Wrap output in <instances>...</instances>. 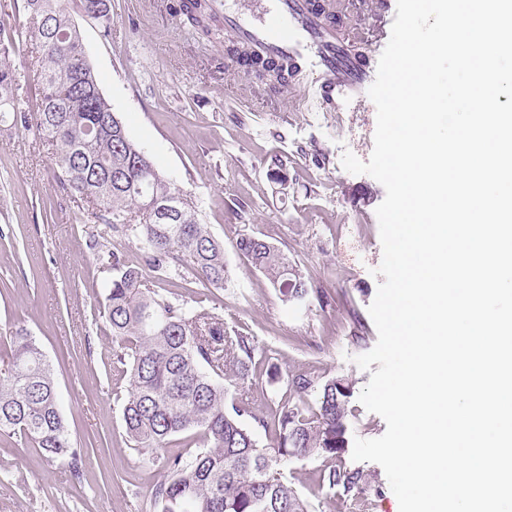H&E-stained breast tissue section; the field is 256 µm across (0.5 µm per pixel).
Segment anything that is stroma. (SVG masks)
Segmentation results:
<instances>
[{
	"instance_id": "stroma-1",
	"label": "stroma",
	"mask_w": 512,
	"mask_h": 512,
	"mask_svg": "<svg viewBox=\"0 0 512 512\" xmlns=\"http://www.w3.org/2000/svg\"><path fill=\"white\" fill-rule=\"evenodd\" d=\"M171 0H109L112 31L70 0V13L104 96L131 139L158 170L190 191L212 235L224 245L227 289L208 301L227 327L246 329L268 349L283 374L308 372L353 382L347 438L386 430L357 394L371 374L354 362L376 345L368 308L382 276L375 214L385 189L353 175L344 151L368 160L376 107L360 92L339 112L300 107L303 86L280 95L243 75L218 44L185 26ZM279 157L287 180L269 163ZM80 196L63 192L50 158L33 133L0 123V354L21 324L55 365L62 412L74 442L87 448L83 472L48 461L19 438L0 436V512H146L149 491L181 442L131 449L115 376L104 356L112 342L102 316L112 278L109 252L138 262L136 245L113 234L90 248L99 227L83 221ZM260 236L311 275L313 292L285 306L260 272L239 255L240 235ZM371 478L368 512H399L383 468L346 459Z\"/></svg>"
}]
</instances>
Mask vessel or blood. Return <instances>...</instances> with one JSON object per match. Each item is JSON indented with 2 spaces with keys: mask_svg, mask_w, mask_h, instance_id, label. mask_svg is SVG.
<instances>
[{
  "mask_svg": "<svg viewBox=\"0 0 512 512\" xmlns=\"http://www.w3.org/2000/svg\"><path fill=\"white\" fill-rule=\"evenodd\" d=\"M214 8L232 39L254 53L294 63L300 82L328 111H340L370 75L367 59L352 55L332 30L323 28L312 0H260L255 14L229 8L225 0H216ZM387 13L386 0H377L370 28L358 31L357 39L376 43Z\"/></svg>",
  "mask_w": 512,
  "mask_h": 512,
  "instance_id": "obj_1",
  "label": "vessel or blood"
}]
</instances>
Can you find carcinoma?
<instances>
[{"instance_id":"cac0c4a2","label":"carcinoma","mask_w":512,"mask_h":512,"mask_svg":"<svg viewBox=\"0 0 512 512\" xmlns=\"http://www.w3.org/2000/svg\"><path fill=\"white\" fill-rule=\"evenodd\" d=\"M68 2L23 0L41 80L33 110L18 100L21 85L7 61L15 37L0 36V123L7 117L11 126L34 132L53 159L54 181L86 202V222L134 238L141 253V264L112 254L103 314L112 332V364L128 378L122 420L130 448L156 451L177 436L185 442L186 451L166 461L153 485L150 512H317L315 501L302 496L282 471L290 461L311 457L323 459L318 489L340 487L353 498L352 509L366 512L361 494L368 475L342 465L352 384L291 373L279 401L261 408L250 377L262 371L273 386L281 372L255 336L244 328L227 329L224 318L201 300L190 305L149 284L147 269L160 279L187 268L204 287L223 289L229 283L224 247L202 223L192 195L164 177L114 119ZM97 7L107 36L106 0H82L89 17ZM182 14L212 40L224 33L209 0H191ZM232 58L256 75L266 66L288 69L239 46ZM170 202L178 207L174 220L161 212ZM236 249L285 306L310 295L308 272L267 240L243 234ZM9 338L10 354L0 366V435H17L45 458L67 460L80 475L87 449L70 438L52 364L26 328H12ZM259 428L268 443L258 439Z\"/></svg>"}]
</instances>
